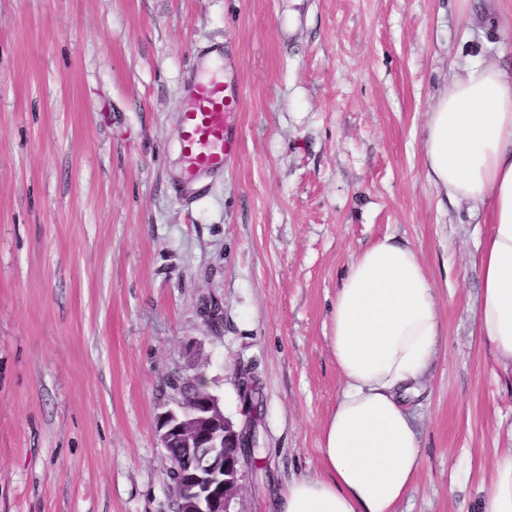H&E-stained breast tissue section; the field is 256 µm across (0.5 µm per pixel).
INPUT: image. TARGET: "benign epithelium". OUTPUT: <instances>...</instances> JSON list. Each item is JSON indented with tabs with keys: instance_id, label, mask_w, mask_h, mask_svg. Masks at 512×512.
<instances>
[{
	"instance_id": "benign-epithelium-1",
	"label": "benign epithelium",
	"mask_w": 512,
	"mask_h": 512,
	"mask_svg": "<svg viewBox=\"0 0 512 512\" xmlns=\"http://www.w3.org/2000/svg\"><path fill=\"white\" fill-rule=\"evenodd\" d=\"M177 378L196 388V398L191 407L175 399V407L157 419L160 447L168 449L177 441L187 449L179 457L165 456L166 471L174 477L166 485L171 512H231L241 490V471L251 464L248 449L256 443L252 418L257 405L248 397L251 382L239 378L240 399L248 411L238 425L224 415L203 374Z\"/></svg>"
}]
</instances>
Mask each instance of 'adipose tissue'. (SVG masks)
I'll list each match as a JSON object with an SVG mask.
<instances>
[{
  "instance_id": "adipose-tissue-1",
  "label": "adipose tissue",
  "mask_w": 512,
  "mask_h": 512,
  "mask_svg": "<svg viewBox=\"0 0 512 512\" xmlns=\"http://www.w3.org/2000/svg\"><path fill=\"white\" fill-rule=\"evenodd\" d=\"M425 176L489 229L477 245V336L512 375V70L478 54L439 93L423 132ZM442 321L409 242L384 235L356 253L336 290L328 343L343 386L321 429V469L292 481L274 512H397L422 467L413 418ZM482 512H512V448L479 483Z\"/></svg>"
}]
</instances>
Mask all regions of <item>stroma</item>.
Here are the masks:
<instances>
[{
  "instance_id": "35a3bbf8",
  "label": "stroma",
  "mask_w": 512,
  "mask_h": 512,
  "mask_svg": "<svg viewBox=\"0 0 512 512\" xmlns=\"http://www.w3.org/2000/svg\"><path fill=\"white\" fill-rule=\"evenodd\" d=\"M495 9L490 28L457 0H0V512H170L167 379L202 373L240 423L241 368L263 459L231 508L270 512L319 470L330 306L386 234L443 322L398 512H478L512 391L473 334L487 227L426 181L422 131L468 56H512V0ZM218 41L242 148L188 197L183 87Z\"/></svg>"
}]
</instances>
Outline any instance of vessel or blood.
Wrapping results in <instances>:
<instances>
[{
	"label": "vessel or blood",
	"instance_id": "obj_1",
	"mask_svg": "<svg viewBox=\"0 0 512 512\" xmlns=\"http://www.w3.org/2000/svg\"><path fill=\"white\" fill-rule=\"evenodd\" d=\"M188 103L181 112L180 150L187 160V181L200 173L220 172L241 152L233 122L242 103L240 87L228 84L223 67L201 71L189 83Z\"/></svg>",
	"mask_w": 512,
	"mask_h": 512
}]
</instances>
